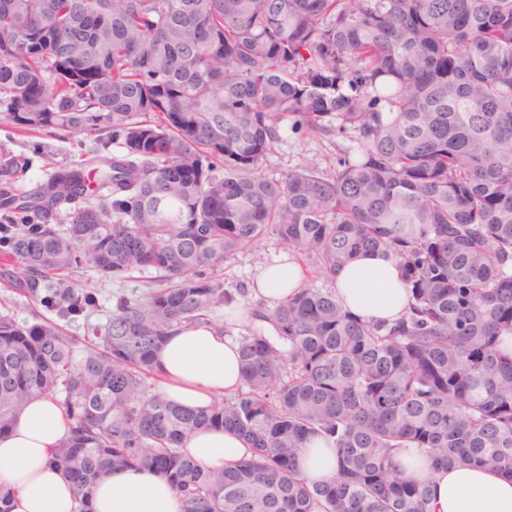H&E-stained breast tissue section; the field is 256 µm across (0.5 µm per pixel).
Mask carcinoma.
Segmentation results:
<instances>
[{
	"label": "carcinoma",
	"mask_w": 512,
	"mask_h": 512,
	"mask_svg": "<svg viewBox=\"0 0 512 512\" xmlns=\"http://www.w3.org/2000/svg\"><path fill=\"white\" fill-rule=\"evenodd\" d=\"M0 118L96 145L59 163L33 144L52 168L34 190L31 158L0 153L9 287L69 318L95 300L81 266L155 272L82 338L0 313V434L63 389L75 424L50 463L82 496L143 466L183 512H431L400 448L512 476V0H0ZM288 119L361 153L270 176ZM271 238L330 281L391 256L407 314L363 322L303 287L252 312L273 335L242 337L246 391L196 414L150 393L165 337L215 323L224 265ZM211 426L251 456L181 454ZM313 437L336 449L328 483L296 466Z\"/></svg>",
	"instance_id": "obj_1"
}]
</instances>
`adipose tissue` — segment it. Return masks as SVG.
<instances>
[{
    "mask_svg": "<svg viewBox=\"0 0 512 512\" xmlns=\"http://www.w3.org/2000/svg\"><path fill=\"white\" fill-rule=\"evenodd\" d=\"M302 279L300 265L285 255L259 268L248 295L272 308L295 294ZM335 285L343 308L365 322L396 320L408 304L396 261L378 252L342 266ZM249 315L247 304L236 302L225 307L223 325L172 331L155 356V392L192 412L208 408L216 397L234 395L241 385V344L230 330L245 324ZM72 426L60 398L49 395L32 400L0 434V487L9 492L0 506L5 512H77L74 486L49 464ZM181 451L210 468L249 453L241 438L221 428L193 432ZM399 459L409 464V476L429 481L431 512H512V478L474 464L435 468L415 448L401 449ZM297 464L310 482L329 481L336 473V450L323 439H311ZM87 503L89 512H182L180 496L167 478L143 467L112 470L93 486Z\"/></svg>",
    "mask_w": 512,
    "mask_h": 512,
    "instance_id": "ef3b65f1",
    "label": "adipose tissue"
}]
</instances>
